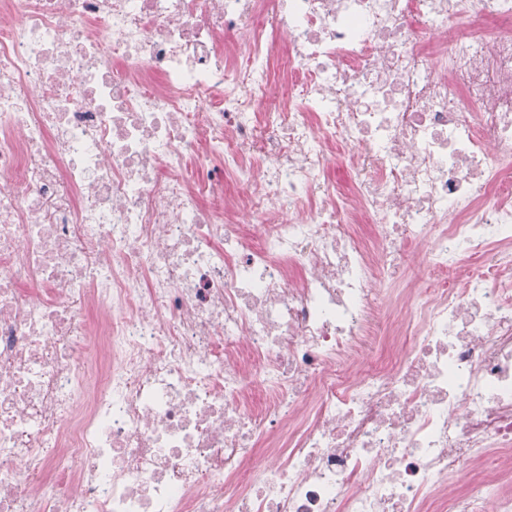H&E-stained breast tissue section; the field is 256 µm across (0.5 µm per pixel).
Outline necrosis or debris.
Here are the masks:
<instances>
[{
	"instance_id": "necrosis-or-debris-1",
	"label": "necrosis or debris",
	"mask_w": 512,
	"mask_h": 512,
	"mask_svg": "<svg viewBox=\"0 0 512 512\" xmlns=\"http://www.w3.org/2000/svg\"><path fill=\"white\" fill-rule=\"evenodd\" d=\"M511 470L512 0H0V512H512Z\"/></svg>"
}]
</instances>
